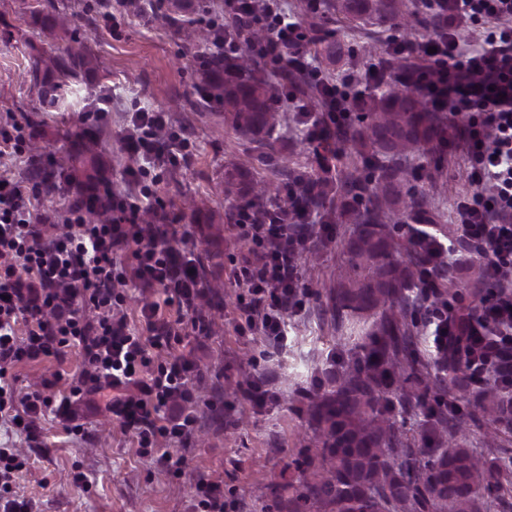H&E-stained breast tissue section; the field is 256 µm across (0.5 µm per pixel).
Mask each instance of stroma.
<instances>
[{"instance_id":"35a3bbf8","label":"stroma","mask_w":512,"mask_h":512,"mask_svg":"<svg viewBox=\"0 0 512 512\" xmlns=\"http://www.w3.org/2000/svg\"><path fill=\"white\" fill-rule=\"evenodd\" d=\"M66 2L68 32L87 40L99 69L63 87L57 105L43 104L25 79L31 56L50 48L35 22L42 0H0V132L10 129L13 118L26 117L42 165L56 176L55 190L43 194L41 202L59 219L71 199L70 182L82 176L70 157L76 132L89 129L118 196L127 192L130 170L144 163L121 142L133 112L167 113L172 130L188 140L186 158L163 167L153 203L166 215L170 233L187 237L198 260L206 284L201 313L207 328L171 339L158 355L192 361L190 384L201 428L177 443L173 455L180 464L167 472L139 454L106 409L103 392L80 407L87 429L83 439L67 438L50 413L41 420L35 445L0 421V448L29 454L14 472L11 488L32 500L37 512H196L198 484L213 480L221 484L224 512H288V497L301 479L296 462L305 450L317 448L309 409L367 354L362 322L333 307L340 282L353 274L346 247L353 226L322 208L311 214L313 235L299 259L306 307L290 318L287 349L276 351L260 337L235 329L245 293L233 272L250 246L232 228L240 200L228 195L224 170L238 166L257 180L298 191L309 177L333 182L363 168L364 160L323 145L300 150L311 121L289 102L271 144L235 135L223 112L200 102L195 81L202 50L185 42L183 31L168 21L167 0H128L125 11L109 20L90 0ZM109 94L111 112L97 116L96 99ZM407 168L411 188L442 214H450L455 197L470 189L463 156L454 149L439 148L432 159L410 157ZM81 367L74 352L63 365L46 359L19 364L12 373L24 387L62 371L54 388L60 394ZM261 372L271 379L278 400L256 404L247 398L249 384ZM78 473L84 482H74Z\"/></svg>"}]
</instances>
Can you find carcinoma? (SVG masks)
<instances>
[{"instance_id":"cac0c4a2","label":"carcinoma","mask_w":512,"mask_h":512,"mask_svg":"<svg viewBox=\"0 0 512 512\" xmlns=\"http://www.w3.org/2000/svg\"><path fill=\"white\" fill-rule=\"evenodd\" d=\"M406 7L404 0H322L321 11L333 12L354 22L397 20ZM66 5L43 0L42 29L45 37L56 39L58 15ZM346 31L333 41L312 34L321 61L339 66L354 52ZM208 63L200 69L197 90L201 98L224 111V120L242 138L271 137L275 128L278 98L271 81L259 69L247 78L224 77V68L237 71L233 62L223 63L216 52H209ZM96 57L85 47L71 45L62 51L38 54L29 65L33 85L44 102L54 101L57 83L77 81L90 71ZM362 113L358 129L339 130L344 149L362 153L368 147L381 155L373 187L350 179L331 187L327 182L310 180L304 203L322 207L336 189L360 199L361 208L350 215L355 224L348 243L352 267L357 276L336 289L339 309L360 318H370L365 329L374 348L364 362H356L336 386L311 407V417L319 431L320 448L302 462L305 478L288 498L289 512H491L495 494L512 480V459H504L492 448L477 450L467 445L468 435H456V414L448 413V441L439 435L425 439V447L413 448L392 420L384 402L386 380L400 369L408 397L415 400L423 416L430 404L445 401L461 363L448 360V380L431 386L423 381L411 354L410 326L415 320L398 318L388 311L405 308L412 290L410 268L396 258L399 241L382 222V209L401 213L412 210L432 217L426 199L417 196L404 176L403 161L415 153H433L445 139V128L412 90L393 84L385 89H366L353 105ZM82 133L75 135V157L91 166L85 181L74 186L75 201L103 188L100 199L112 196V185L105 170L84 144ZM33 176L52 191V174L41 167L39 155L30 159ZM225 181L236 187L242 199L260 203L263 191L256 189L249 172L232 167L224 172ZM489 388L464 396L473 415L494 425L509 422L495 393V380Z\"/></svg>"}]
</instances>
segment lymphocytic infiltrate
Instances as JSON below:
<instances>
[{
    "label": "lymphocytic infiltrate",
    "mask_w": 512,
    "mask_h": 512,
    "mask_svg": "<svg viewBox=\"0 0 512 512\" xmlns=\"http://www.w3.org/2000/svg\"><path fill=\"white\" fill-rule=\"evenodd\" d=\"M440 28L423 42H400L395 52L429 61L426 72L408 76L431 109L447 115L451 147L467 161L472 194L455 202L461 234L446 242L419 231L416 244L429 261L420 273L425 337L436 361L460 357L470 380L496 381L503 406L512 409V0H454ZM219 33L264 32L258 57L287 55L288 67L303 74L316 93L319 115L309 136L327 141L336 134L337 116L346 114L350 96L309 61L308 41L287 19L283 0H224L215 25ZM168 126L162 112L136 111L125 148L137 154L153 149ZM132 193L112 200V217L91 221L88 203L67 209L63 232L47 233L38 209L39 191L0 175V414L19 412V428L34 434L37 422L55 410L68 434L79 436L72 405L83 393L111 390L107 409L142 455L172 467L160 439L183 440L198 426L196 395L188 384L191 362L180 356L153 361L152 350L200 323L196 301L205 284L193 258L172 244L166 230L142 223L139 198L153 196L160 179L149 168L132 171ZM278 208H239L234 227L252 244L254 256L234 273L245 288L236 329L264 338L273 347L287 341L289 312L304 306L298 260L305 249V210L296 220ZM132 249L133 277L117 274L120 255ZM479 258L485 292L467 309L436 303L430 296L449 262L462 253ZM161 288L163 303L140 310L130 326L123 310L124 287ZM80 350L84 368L69 394L52 397L50 381L17 393L8 366L52 358L63 361Z\"/></svg>",
    "instance_id": "obj_1"
}]
</instances>
